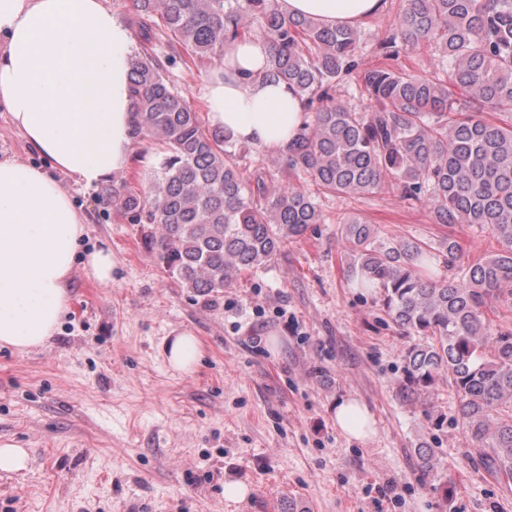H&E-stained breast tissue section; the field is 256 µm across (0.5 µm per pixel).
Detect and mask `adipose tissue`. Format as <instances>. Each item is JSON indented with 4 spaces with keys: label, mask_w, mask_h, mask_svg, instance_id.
I'll return each mask as SVG.
<instances>
[{
    "label": "adipose tissue",
    "mask_w": 512,
    "mask_h": 512,
    "mask_svg": "<svg viewBox=\"0 0 512 512\" xmlns=\"http://www.w3.org/2000/svg\"><path fill=\"white\" fill-rule=\"evenodd\" d=\"M282 9L327 26H357L383 0H278ZM269 56L262 37L226 44L206 88L209 118L264 152H286L304 114L294 91L259 79ZM135 45L107 0H0V107L45 166L0 158V344L25 352L55 335L70 305L72 273L83 265L112 281V250L86 249L87 218L56 178L92 188L124 172L130 136ZM170 368L192 373L202 352L188 330L162 344ZM337 429L364 441L377 433L353 397L334 405Z\"/></svg>",
    "instance_id": "ef3b65f1"
}]
</instances>
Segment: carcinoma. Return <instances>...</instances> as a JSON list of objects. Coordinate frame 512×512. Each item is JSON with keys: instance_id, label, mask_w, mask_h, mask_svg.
Listing matches in <instances>:
<instances>
[{"instance_id": "carcinoma-1", "label": "carcinoma", "mask_w": 512, "mask_h": 512, "mask_svg": "<svg viewBox=\"0 0 512 512\" xmlns=\"http://www.w3.org/2000/svg\"><path fill=\"white\" fill-rule=\"evenodd\" d=\"M142 55L132 64V135L162 147L146 192L116 196L182 287L211 296L273 262L288 241L324 223L322 194L390 192L429 210L446 227L476 224L499 248L456 266L459 242L383 238L352 216L338 227L349 279L378 293L384 314L412 341L402 351L399 390L434 398L446 381L488 465L512 478V328L493 323L492 304H512V124L480 115L512 109V0H405L379 53L427 43L433 70L364 68L359 27H326L290 15L277 0H135ZM244 36L270 43L260 77L293 88L305 113L277 174L243 166L249 148L198 112L169 84L153 41L171 60L224 57ZM355 81L359 106L336 99ZM457 270L438 278L440 267Z\"/></svg>"}]
</instances>
